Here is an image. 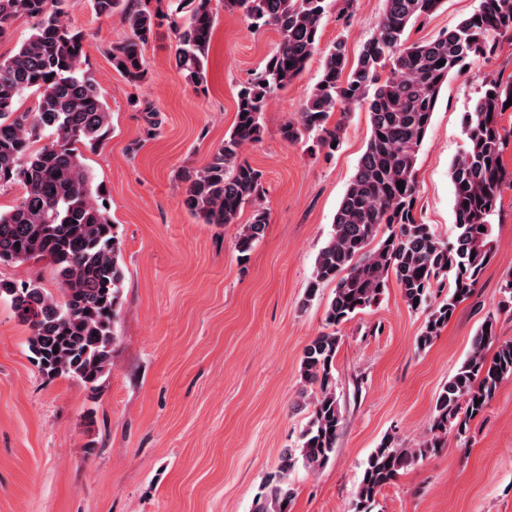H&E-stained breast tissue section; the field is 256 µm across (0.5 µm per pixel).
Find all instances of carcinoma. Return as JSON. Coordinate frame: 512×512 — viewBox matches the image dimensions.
<instances>
[{
  "instance_id": "cac0c4a2",
  "label": "carcinoma",
  "mask_w": 512,
  "mask_h": 512,
  "mask_svg": "<svg viewBox=\"0 0 512 512\" xmlns=\"http://www.w3.org/2000/svg\"><path fill=\"white\" fill-rule=\"evenodd\" d=\"M71 0H0V40L13 34L17 18L35 20L17 51L0 60V187L22 186L20 201L0 212V263L45 260L54 266L63 296L39 284L0 282L19 321L28 326V345L49 376L80 381L91 395L112 365L113 325L122 303L125 269L122 241L104 205V190L91 184L82 150L111 133L110 112L95 79L79 70L84 37L66 21ZM95 13L124 15L129 33L112 47V68L135 84L146 75L143 49L164 24L177 39L176 67L187 82L206 84L208 51L217 20L214 0H174L167 10L128 0H90ZM238 10L252 27L279 34L276 51L263 69L237 92L236 121L207 163L182 177L181 205L208 224H232L252 207L240 227L239 253L249 252L265 233L262 174L240 160L243 145L261 140L262 112L279 91L306 69L319 51L328 0H220ZM442 0H385L383 16L355 61L345 42L323 52L322 71L298 118L281 129L294 144L315 134L333 153L342 143L343 121L328 126L333 113L366 109L370 137L337 208L332 232L319 251L314 281L336 283L326 330L304 349L302 393L311 414L298 454L286 450L269 474L254 512H287L296 464L324 467L335 452L342 425L336 397V327L377 303L394 278L407 306L426 313L417 346H430L457 306L472 293L493 258V215L504 172L505 135L498 116L512 99V80L484 78L468 111L465 149L450 167L454 186L455 237L446 241L415 211V164L440 90L452 74L512 39V0H479L477 9L455 28L429 42L407 44L406 31L434 13ZM445 64L438 65V62ZM35 96L31 112L20 111L24 95ZM402 186H397V183ZM453 282H448V274ZM448 298L437 300V289ZM494 352H489V349ZM512 378V341L497 343L493 318L476 331L471 350L435 401L433 423L412 448L385 438L370 454L355 509L373 512L376 498L400 471L445 446L449 434L463 436L483 413L501 383Z\"/></svg>"
}]
</instances>
